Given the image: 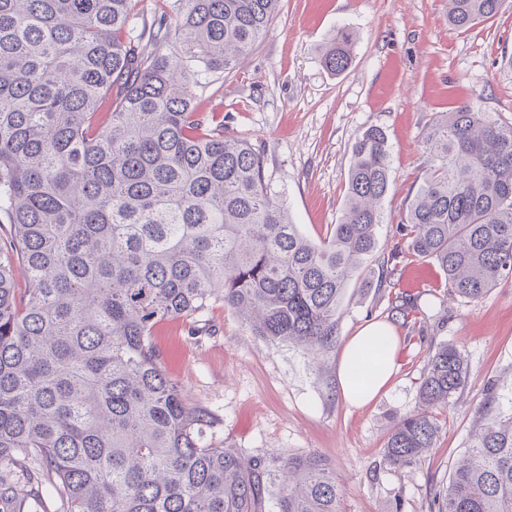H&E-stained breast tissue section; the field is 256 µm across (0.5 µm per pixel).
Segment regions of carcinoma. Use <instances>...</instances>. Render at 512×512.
Wrapping results in <instances>:
<instances>
[{"label":"carcinoma","mask_w":512,"mask_h":512,"mask_svg":"<svg viewBox=\"0 0 512 512\" xmlns=\"http://www.w3.org/2000/svg\"><path fill=\"white\" fill-rule=\"evenodd\" d=\"M136 2L0 0V512H39L53 493L62 512H263L278 471L277 512H340L320 456L266 468L208 443L212 418L185 405L151 336L221 303L256 336L334 348L345 285L384 223L386 134L358 135L341 218L308 239L263 154L225 136L196 94L253 50L280 0H175V23L139 32ZM511 7L448 0V24L466 31ZM145 38L176 49L146 55ZM355 39L336 29L327 70H347ZM423 147L402 231L451 294L478 300L512 279V125L468 103ZM467 373L456 347L436 349L387 465L415 467L436 446L435 410ZM487 392L435 512H512V397L503 406L495 382Z\"/></svg>","instance_id":"1"}]
</instances>
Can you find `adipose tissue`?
I'll return each instance as SVG.
<instances>
[{
    "label": "adipose tissue",
    "mask_w": 512,
    "mask_h": 512,
    "mask_svg": "<svg viewBox=\"0 0 512 512\" xmlns=\"http://www.w3.org/2000/svg\"><path fill=\"white\" fill-rule=\"evenodd\" d=\"M398 349L396 330L386 321L370 322L347 339L337 381L349 406L365 407L380 395L395 373Z\"/></svg>",
    "instance_id": "1"
}]
</instances>
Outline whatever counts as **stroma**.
<instances>
[{"label": "stroma", "instance_id": "obj_1", "mask_svg": "<svg viewBox=\"0 0 512 512\" xmlns=\"http://www.w3.org/2000/svg\"><path fill=\"white\" fill-rule=\"evenodd\" d=\"M354 31L352 62L328 71L322 53L337 28ZM227 135L264 154L265 169L301 232L319 240L344 208L352 145L367 127L391 146V183L377 247L343 298L338 339L366 321L390 322L399 368L362 409L337 388L342 350L312 356L253 335L223 305L201 319L159 324L153 343L185 403L214 424L209 442L252 458L321 456L336 477L341 512H430L476 425L488 382L512 392V280L483 298L451 299L434 260L409 252L400 224L421 181L423 136L471 102L512 124V10L457 32L448 0H281L267 35L231 73L201 94ZM398 252L386 273L384 256ZM443 343L469 366L454 403L436 412V448L412 469L383 462L394 420L416 411L429 359Z\"/></svg>", "mask_w": 512, "mask_h": 512}]
</instances>
